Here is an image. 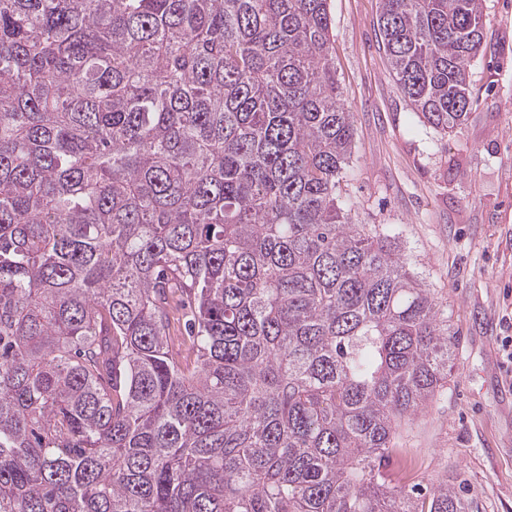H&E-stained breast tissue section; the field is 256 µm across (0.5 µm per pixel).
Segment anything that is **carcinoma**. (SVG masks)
I'll return each mask as SVG.
<instances>
[{"instance_id":"1","label":"carcinoma","mask_w":512,"mask_h":512,"mask_svg":"<svg viewBox=\"0 0 512 512\" xmlns=\"http://www.w3.org/2000/svg\"><path fill=\"white\" fill-rule=\"evenodd\" d=\"M463 124L483 0H379ZM329 0H0V512H469L392 486L448 304L349 223Z\"/></svg>"}]
</instances>
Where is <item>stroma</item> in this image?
<instances>
[{
	"label": "stroma",
	"mask_w": 512,
	"mask_h": 512,
	"mask_svg": "<svg viewBox=\"0 0 512 512\" xmlns=\"http://www.w3.org/2000/svg\"><path fill=\"white\" fill-rule=\"evenodd\" d=\"M340 98L353 114V223L395 238L448 305L460 345L448 388L400 430L423 482L449 478L470 512H512V0H484L487 50L464 123L441 134L392 79L379 0H329Z\"/></svg>",
	"instance_id": "stroma-1"
}]
</instances>
